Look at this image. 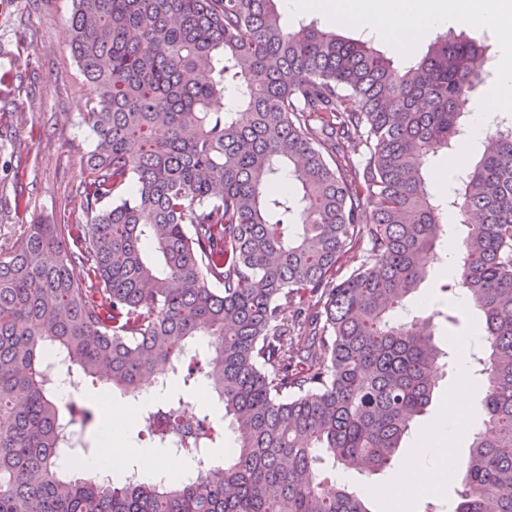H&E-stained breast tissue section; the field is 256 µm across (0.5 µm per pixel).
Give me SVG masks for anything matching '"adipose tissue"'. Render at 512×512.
<instances>
[{"instance_id": "adipose-tissue-1", "label": "adipose tissue", "mask_w": 512, "mask_h": 512, "mask_svg": "<svg viewBox=\"0 0 512 512\" xmlns=\"http://www.w3.org/2000/svg\"><path fill=\"white\" fill-rule=\"evenodd\" d=\"M287 11L311 10L323 13L337 24L366 31L378 39L393 40L402 56H409L421 36L429 29L461 21L480 28L501 32V60L498 82L475 109L470 121L472 139L483 140L487 129L500 117L502 97L512 92V32L503 30L501 21L512 14V0H284ZM465 409L464 395L459 390L448 393L439 429L425 433L417 453L436 456L440 463L454 460L457 422ZM130 422L123 405L104 403L98 437L102 444L99 455L89 459L92 468L111 464L113 452L132 459L140 473L148 479L162 475L168 481H180L190 470V462L154 447L130 448L123 441Z\"/></svg>"}]
</instances>
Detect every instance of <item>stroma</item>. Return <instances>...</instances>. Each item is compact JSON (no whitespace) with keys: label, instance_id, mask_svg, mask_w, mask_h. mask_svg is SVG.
Wrapping results in <instances>:
<instances>
[{"label":"stroma","instance_id":"stroma-1","mask_svg":"<svg viewBox=\"0 0 512 512\" xmlns=\"http://www.w3.org/2000/svg\"><path fill=\"white\" fill-rule=\"evenodd\" d=\"M72 0H0V245L8 246L26 225L85 224L89 216L78 193L94 142L83 119L93 87L79 75L71 51ZM449 278L433 270L421 284L414 315L454 308L458 325L438 324L435 343L448 349L453 337L471 335L474 307L442 292ZM463 385L473 428L484 426L481 381L444 375L419 427L434 426L448 388Z\"/></svg>","mask_w":512,"mask_h":512}]
</instances>
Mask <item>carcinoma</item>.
<instances>
[{
	"instance_id": "1",
	"label": "carcinoma",
	"mask_w": 512,
	"mask_h": 512,
	"mask_svg": "<svg viewBox=\"0 0 512 512\" xmlns=\"http://www.w3.org/2000/svg\"><path fill=\"white\" fill-rule=\"evenodd\" d=\"M278 2L73 0L91 218L0 248V512H370L317 463L402 467L444 352L433 316L393 315L446 262L450 211L466 232L442 291L483 313L487 382L453 512H512V130L447 194L425 189L433 158L470 153L488 46L448 31L397 63L285 28ZM200 336L238 437L224 469L200 458L215 432L183 438L196 474L177 483L59 467L60 423L88 413L57 402L50 354L133 398ZM159 404L176 421L189 402Z\"/></svg>"
}]
</instances>
